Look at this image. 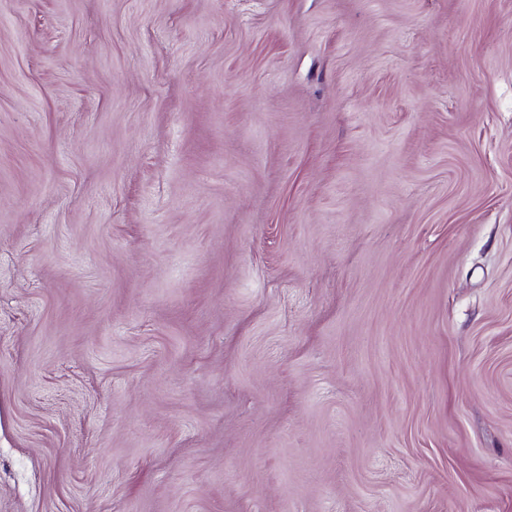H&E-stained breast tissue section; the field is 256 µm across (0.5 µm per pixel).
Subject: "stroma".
I'll return each instance as SVG.
<instances>
[{
  "label": "stroma",
  "mask_w": 512,
  "mask_h": 512,
  "mask_svg": "<svg viewBox=\"0 0 512 512\" xmlns=\"http://www.w3.org/2000/svg\"><path fill=\"white\" fill-rule=\"evenodd\" d=\"M0 512H512V0H0Z\"/></svg>",
  "instance_id": "obj_1"
}]
</instances>
